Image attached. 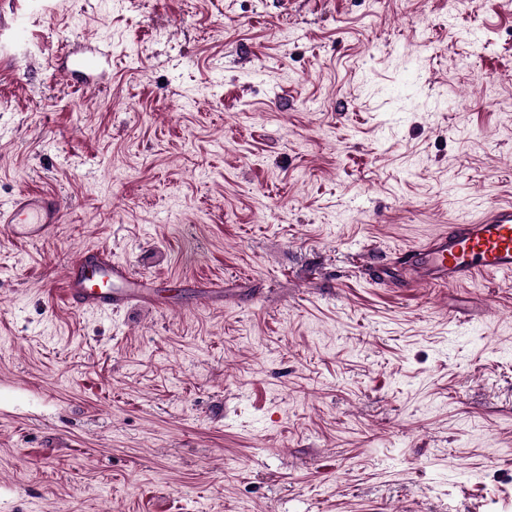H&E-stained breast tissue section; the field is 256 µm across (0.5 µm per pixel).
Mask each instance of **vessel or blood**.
Segmentation results:
<instances>
[{
    "label": "vessel or blood",
    "instance_id": "obj_1",
    "mask_svg": "<svg viewBox=\"0 0 512 512\" xmlns=\"http://www.w3.org/2000/svg\"><path fill=\"white\" fill-rule=\"evenodd\" d=\"M63 199L50 191H23L0 206V227L11 239L45 241L61 222ZM395 262L411 284L456 287L512 277V199L473 215L460 212L443 231L425 242L400 250ZM153 279L132 273L111 251L91 248L68 264L63 291L70 305L117 312L152 299Z\"/></svg>",
    "mask_w": 512,
    "mask_h": 512
}]
</instances>
